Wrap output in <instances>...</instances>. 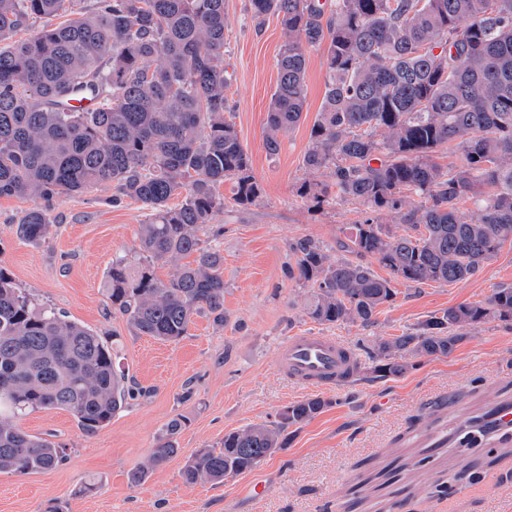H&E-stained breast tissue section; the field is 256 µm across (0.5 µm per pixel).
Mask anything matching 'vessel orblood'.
Listing matches in <instances>:
<instances>
[{
	"instance_id": "b4317fda",
	"label": "vessel or blood",
	"mask_w": 512,
	"mask_h": 512,
	"mask_svg": "<svg viewBox=\"0 0 512 512\" xmlns=\"http://www.w3.org/2000/svg\"><path fill=\"white\" fill-rule=\"evenodd\" d=\"M353 353L335 338L309 331L287 337L276 357L281 375L307 389H326L346 380Z\"/></svg>"
}]
</instances>
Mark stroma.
<instances>
[{
	"label": "stroma",
	"instance_id": "35a3bbf8",
	"mask_svg": "<svg viewBox=\"0 0 512 512\" xmlns=\"http://www.w3.org/2000/svg\"><path fill=\"white\" fill-rule=\"evenodd\" d=\"M248 0H226L224 65L227 114L261 187L255 203L239 206L233 184L219 188L224 209L213 221L223 228L224 323L200 315L176 342L135 333L107 304L105 281L116 255L130 251L148 219L140 203L116 206L113 190L99 186L61 196L50 212L54 235L35 245L17 239L15 226L34 199L0 197V265L19 286L104 339H115L120 366L137 394L93 435L72 413L32 412L20 421L29 434L65 445L55 469L27 474L0 472V512H512V454L483 437L480 447L452 437L470 416L512 404V327L488 321L464 329L450 356L419 359L404 375L340 383L323 390L330 402L303 425L288 448L252 471L223 483L193 487L181 471L201 449L225 433L274 420L311 390L276 369L279 344L295 331L334 337L348 347L400 335L433 313L485 301L493 288L512 284V244L472 278L453 283L398 284L395 300L376 323L321 325L306 313L309 290L290 279L288 246L299 238L335 245L365 218L354 200L316 209L298 196L311 173L302 165L311 115L321 107L323 54H307V110L286 134L277 154L264 140L267 107L277 83L283 34L276 19L254 32ZM176 417L177 456L132 483ZM265 492L254 500L251 484ZM98 489L83 493L85 483Z\"/></svg>",
	"mask_w": 512,
	"mask_h": 512
}]
</instances>
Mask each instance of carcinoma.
I'll return each mask as SVG.
<instances>
[{
    "instance_id": "obj_1",
    "label": "carcinoma",
    "mask_w": 512,
    "mask_h": 512,
    "mask_svg": "<svg viewBox=\"0 0 512 512\" xmlns=\"http://www.w3.org/2000/svg\"><path fill=\"white\" fill-rule=\"evenodd\" d=\"M249 8L255 31L274 17L284 36L267 151L277 154L303 119L307 50H322L324 101L303 164L333 183L308 181L298 193L318 207L342 197L368 210L336 241L338 257L311 238L289 244V275L310 288L311 319L368 328L395 299L394 283L466 280L512 242V0H249ZM57 16L66 21L38 26ZM225 19V0H0V197L41 201L16 233L47 242L55 200L101 184L112 185L115 206H146L137 247L112 259L107 299L138 334L164 342L180 340L200 314L224 325V254L202 236L224 210L225 181L238 205L261 194L225 116ZM85 91L98 100L90 112L73 105ZM448 146L460 158L445 168L434 157ZM385 217L405 233L390 232ZM160 264L175 267L170 278L156 274ZM490 320L512 324V286L363 346L369 364L355 363L348 381L397 377L413 359L449 356L462 329ZM131 394L115 348L36 305L0 265V472L49 471L64 458L60 445L21 428L24 415L64 409L93 435ZM329 404L312 396L272 422L225 433L186 463L184 483L252 470ZM182 426L169 423L132 482L178 453Z\"/></svg>"
}]
</instances>
